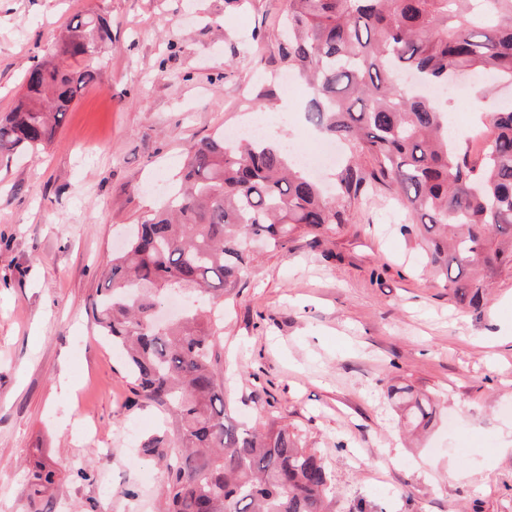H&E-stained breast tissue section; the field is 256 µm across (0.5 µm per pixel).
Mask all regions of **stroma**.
I'll list each match as a JSON object with an SVG mask.
<instances>
[{
    "label": "stroma",
    "instance_id": "1",
    "mask_svg": "<svg viewBox=\"0 0 512 512\" xmlns=\"http://www.w3.org/2000/svg\"><path fill=\"white\" fill-rule=\"evenodd\" d=\"M288 0H0V115L77 14L112 24L101 69L44 150L0 163V512H28L35 462L58 472L53 512H155L163 470L124 444L165 417L134 402L92 316L108 257L177 181L190 146L246 118L315 147L305 84L283 91ZM252 54H242L245 42ZM443 101L463 135L512 90ZM404 209L380 191L356 221L261 253L224 309L236 419L282 418L325 457L336 512H512V274L458 308L420 273ZM433 397L407 436L392 386ZM459 465L462 477L448 474Z\"/></svg>",
    "mask_w": 512,
    "mask_h": 512
}]
</instances>
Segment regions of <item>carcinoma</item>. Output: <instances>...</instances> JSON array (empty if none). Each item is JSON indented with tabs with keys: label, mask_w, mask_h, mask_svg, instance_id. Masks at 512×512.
Returning <instances> with one entry per match:
<instances>
[{
	"label": "carcinoma",
	"mask_w": 512,
	"mask_h": 512,
	"mask_svg": "<svg viewBox=\"0 0 512 512\" xmlns=\"http://www.w3.org/2000/svg\"><path fill=\"white\" fill-rule=\"evenodd\" d=\"M286 28L281 53L307 80V120L349 150L334 194L284 146L216 132L188 153L175 198L107 260L94 302L102 335L125 352L133 394L172 418L138 449L164 467L162 512H333L318 450L278 417L237 421L224 400V305L255 245L281 251L296 233L352 224L379 187L403 201V231L459 304L480 307L487 278L512 270V110L486 117L474 152L449 139L448 113L399 81L409 70L429 87L454 75L512 84V0H288ZM110 40L100 14L70 22L0 118V159L53 141ZM175 293L183 313L154 323ZM388 396L416 428L436 416L408 385ZM56 477L42 462L30 469L31 512H52Z\"/></svg>",
	"instance_id": "obj_1"
}]
</instances>
